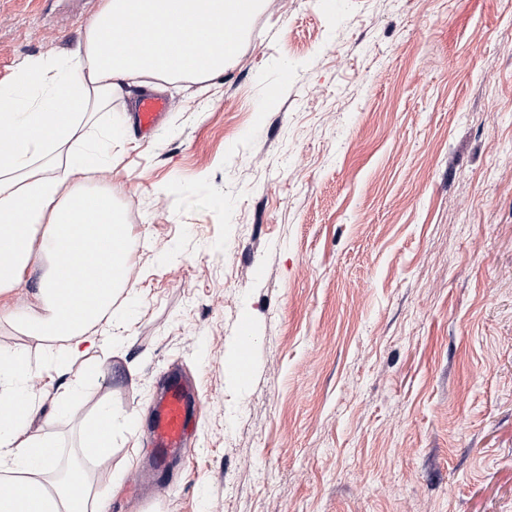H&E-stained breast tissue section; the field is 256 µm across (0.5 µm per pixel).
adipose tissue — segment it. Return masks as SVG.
<instances>
[{"mask_svg":"<svg viewBox=\"0 0 512 512\" xmlns=\"http://www.w3.org/2000/svg\"><path fill=\"white\" fill-rule=\"evenodd\" d=\"M260 0H103L65 59H24L0 85V297L13 293L39 254L56 266L79 264L77 282L55 269L35 294L37 309L0 307L25 335L63 340V355L96 345L101 320L122 327L113 309L126 282L128 226L111 194L84 190L88 173L112 157L116 127L96 129L130 85L157 87L179 78L224 73ZM19 353L0 359V512H105L85 473L60 465L57 442L30 430L37 401ZM119 425L103 406L85 431L83 449L107 454Z\"/></svg>","mask_w":512,"mask_h":512,"instance_id":"adipose-tissue-1","label":"adipose tissue"}]
</instances>
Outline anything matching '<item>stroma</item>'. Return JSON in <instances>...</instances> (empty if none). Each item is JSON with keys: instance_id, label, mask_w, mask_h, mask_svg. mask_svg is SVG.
Segmentation results:
<instances>
[{"instance_id": "35a3bbf8", "label": "stroma", "mask_w": 512, "mask_h": 512, "mask_svg": "<svg viewBox=\"0 0 512 512\" xmlns=\"http://www.w3.org/2000/svg\"><path fill=\"white\" fill-rule=\"evenodd\" d=\"M100 4L0 0V82L67 57ZM160 93L162 124L87 181L129 226L126 341L100 322L59 367L0 320L32 430L106 512H512V0H263L223 76ZM175 367L203 409L145 496ZM105 404L128 424L85 455Z\"/></svg>"}]
</instances>
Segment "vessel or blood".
Here are the masks:
<instances>
[{
	"label": "vessel or blood",
	"mask_w": 512,
	"mask_h": 512,
	"mask_svg": "<svg viewBox=\"0 0 512 512\" xmlns=\"http://www.w3.org/2000/svg\"><path fill=\"white\" fill-rule=\"evenodd\" d=\"M169 103L157 95H143L137 105L141 131H152ZM203 396L196 386L178 376L170 377L152 402L149 439L154 449L151 466L164 470L173 460L189 456V437L202 410Z\"/></svg>",
	"instance_id": "b4317fda"
}]
</instances>
